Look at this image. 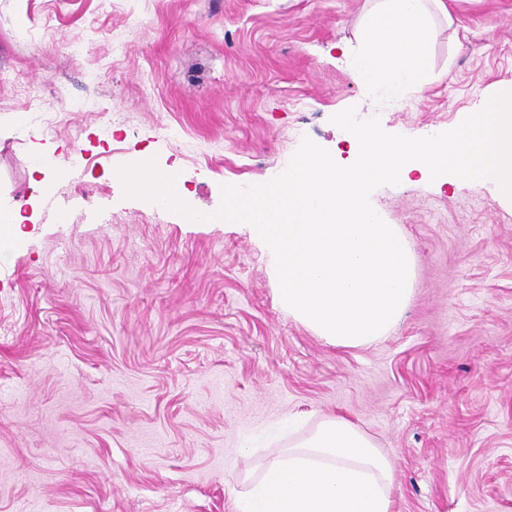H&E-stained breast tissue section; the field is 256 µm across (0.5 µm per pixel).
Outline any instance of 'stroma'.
<instances>
[{"label": "stroma", "mask_w": 512, "mask_h": 512, "mask_svg": "<svg viewBox=\"0 0 512 512\" xmlns=\"http://www.w3.org/2000/svg\"><path fill=\"white\" fill-rule=\"evenodd\" d=\"M433 79L351 71L375 0H0V512H236L328 415L392 462L394 512H512V203L415 180L371 194L416 258L382 341L327 344L276 299L263 244L129 197L155 161L212 213L336 112L435 135L512 89V0H444ZM83 149L88 162L76 161ZM69 169L47 196L34 169Z\"/></svg>", "instance_id": "1"}]
</instances>
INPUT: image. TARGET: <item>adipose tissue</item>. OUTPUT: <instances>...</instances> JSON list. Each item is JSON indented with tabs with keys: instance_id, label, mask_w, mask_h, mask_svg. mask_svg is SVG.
Wrapping results in <instances>:
<instances>
[{
	"instance_id": "obj_1",
	"label": "adipose tissue",
	"mask_w": 512,
	"mask_h": 512,
	"mask_svg": "<svg viewBox=\"0 0 512 512\" xmlns=\"http://www.w3.org/2000/svg\"><path fill=\"white\" fill-rule=\"evenodd\" d=\"M432 26L425 0H378L360 27L361 50L353 59L368 90L400 99L407 88L431 78Z\"/></svg>"
}]
</instances>
